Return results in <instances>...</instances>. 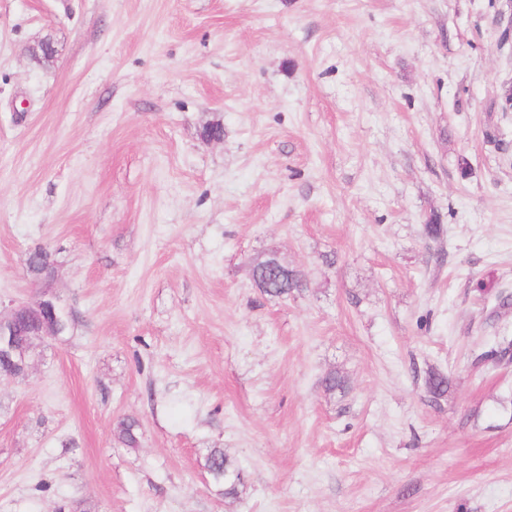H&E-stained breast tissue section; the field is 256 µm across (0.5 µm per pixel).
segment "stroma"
Returning a JSON list of instances; mask_svg holds the SVG:
<instances>
[{"instance_id":"35a3bbf8","label":"stroma","mask_w":512,"mask_h":512,"mask_svg":"<svg viewBox=\"0 0 512 512\" xmlns=\"http://www.w3.org/2000/svg\"><path fill=\"white\" fill-rule=\"evenodd\" d=\"M511 22L512 0H0V313L45 292L68 321L0 379V512H512V359L482 358L512 338ZM269 255L302 291L256 287ZM203 467L212 483L219 488L224 497H235L239 486L243 484L241 470L223 448H208L204 454Z\"/></svg>"}]
</instances>
